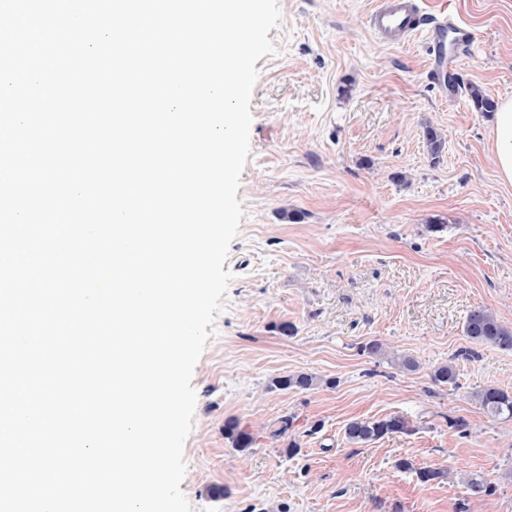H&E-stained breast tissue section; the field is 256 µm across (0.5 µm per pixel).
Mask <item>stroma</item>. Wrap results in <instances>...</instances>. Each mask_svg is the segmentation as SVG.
<instances>
[{
	"label": "stroma",
	"mask_w": 512,
	"mask_h": 512,
	"mask_svg": "<svg viewBox=\"0 0 512 512\" xmlns=\"http://www.w3.org/2000/svg\"><path fill=\"white\" fill-rule=\"evenodd\" d=\"M377 2L279 0L277 52L255 64L233 278L192 377L180 488L193 512H457L461 501L512 512V419L471 398L488 384L512 390V351L463 334L478 306L512 327V186L497 177L493 118L467 93L512 98V0H425L474 33L448 97L421 40L390 45L368 27ZM429 125L444 137L436 159ZM435 220L442 231H430ZM284 322L294 336L278 333ZM373 340L417 369L363 352ZM448 361L455 384L434 385L431 367ZM299 372L320 385L271 388ZM389 415L409 432L346 441L348 422ZM286 417L291 428L274 437ZM228 421L252 432L251 448H234ZM401 459L411 469H397ZM420 468L444 476L423 483ZM468 475L492 492L468 496Z\"/></svg>",
	"instance_id": "obj_1"
}]
</instances>
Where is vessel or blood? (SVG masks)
Instances as JSON below:
<instances>
[{"mask_svg":"<svg viewBox=\"0 0 512 512\" xmlns=\"http://www.w3.org/2000/svg\"><path fill=\"white\" fill-rule=\"evenodd\" d=\"M368 24L376 35L392 43L423 37L440 73L454 70L474 42L472 31L453 14L427 13L423 0H380Z\"/></svg>","mask_w":512,"mask_h":512,"instance_id":"obj_1","label":"vessel or blood"}]
</instances>
